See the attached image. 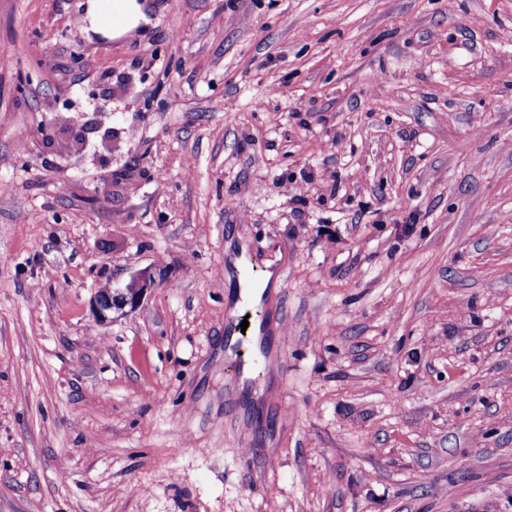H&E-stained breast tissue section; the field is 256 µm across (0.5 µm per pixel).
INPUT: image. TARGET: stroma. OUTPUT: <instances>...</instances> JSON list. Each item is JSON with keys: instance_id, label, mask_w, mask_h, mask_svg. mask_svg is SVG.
Returning <instances> with one entry per match:
<instances>
[{"instance_id": "obj_1", "label": "stroma", "mask_w": 512, "mask_h": 512, "mask_svg": "<svg viewBox=\"0 0 512 512\" xmlns=\"http://www.w3.org/2000/svg\"><path fill=\"white\" fill-rule=\"evenodd\" d=\"M140 2L0 0V512H512V0ZM81 114L113 151L58 150ZM138 0H88L91 22L103 33L120 36L139 25L142 17ZM226 273H231L237 283V301L239 307L246 309L251 307L255 302L254 287L252 280L249 278L248 261H242L239 266L232 267L230 270L225 266L224 262V276ZM239 307L234 308L233 306L228 309L225 320H224V356L232 360L233 363L237 364L238 378H241L244 374V370L247 369L253 372V363L250 361L238 360V346L240 349L244 343L247 342L255 353L256 358L261 361L263 356V348L261 341V332L253 330L252 336L247 337V332L242 333L240 328L239 319ZM242 334L245 336L242 337ZM231 352V355L229 354Z\"/></svg>"}]
</instances>
